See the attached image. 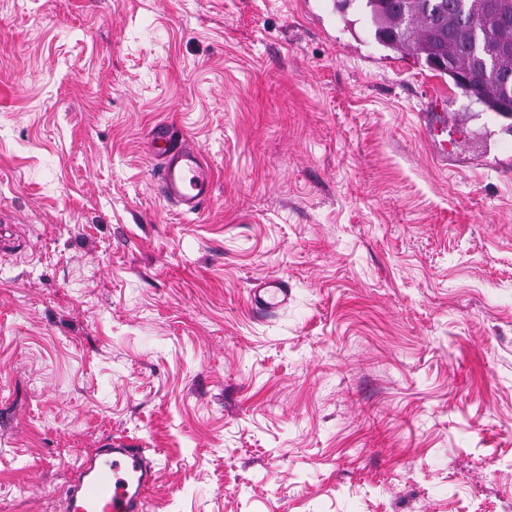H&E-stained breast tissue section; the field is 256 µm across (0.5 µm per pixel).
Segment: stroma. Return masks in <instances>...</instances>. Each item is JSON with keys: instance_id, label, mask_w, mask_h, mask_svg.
I'll use <instances>...</instances> for the list:
<instances>
[{"instance_id": "obj_1", "label": "stroma", "mask_w": 512, "mask_h": 512, "mask_svg": "<svg viewBox=\"0 0 512 512\" xmlns=\"http://www.w3.org/2000/svg\"><path fill=\"white\" fill-rule=\"evenodd\" d=\"M507 124L336 0H0V512L110 439L146 512H512ZM426 131L429 140L434 144L437 158L448 160V115L446 112H431L426 116ZM147 147L160 164L157 193L182 213L198 214L211 198L212 167L186 137L173 131L171 123L155 125ZM288 285L284 280L268 278L249 291L251 305L264 311L277 310L288 303Z\"/></svg>"}]
</instances>
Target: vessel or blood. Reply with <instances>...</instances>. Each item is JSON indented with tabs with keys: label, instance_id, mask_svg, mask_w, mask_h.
<instances>
[{
	"label": "vessel or blood",
	"instance_id": "1",
	"mask_svg": "<svg viewBox=\"0 0 512 512\" xmlns=\"http://www.w3.org/2000/svg\"><path fill=\"white\" fill-rule=\"evenodd\" d=\"M426 131L439 159L448 157V116L429 113ZM148 152L158 161L156 190L181 212L199 213L211 198L214 176L198 149L174 132L171 124L155 125ZM251 305L264 311L288 302L284 280L268 278L249 291ZM156 478V466L141 449L108 445L77 466L62 488L63 512H146V492Z\"/></svg>",
	"mask_w": 512,
	"mask_h": 512
}]
</instances>
